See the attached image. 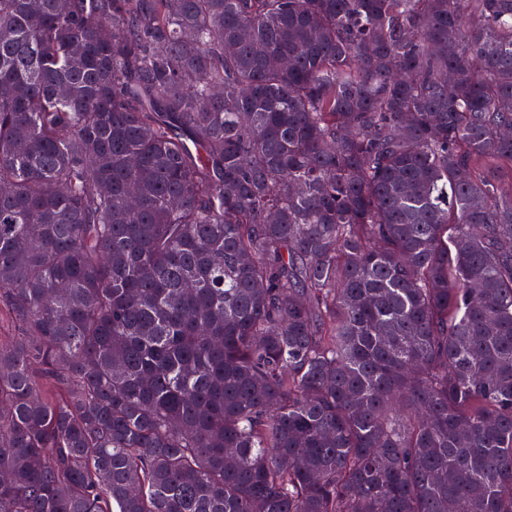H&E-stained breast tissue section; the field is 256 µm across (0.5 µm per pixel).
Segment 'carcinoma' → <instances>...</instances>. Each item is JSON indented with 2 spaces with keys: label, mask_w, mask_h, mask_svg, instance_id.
Instances as JSON below:
<instances>
[{
  "label": "carcinoma",
  "mask_w": 512,
  "mask_h": 512,
  "mask_svg": "<svg viewBox=\"0 0 512 512\" xmlns=\"http://www.w3.org/2000/svg\"><path fill=\"white\" fill-rule=\"evenodd\" d=\"M509 127L512 0H0V512H512Z\"/></svg>",
  "instance_id": "1"
}]
</instances>
